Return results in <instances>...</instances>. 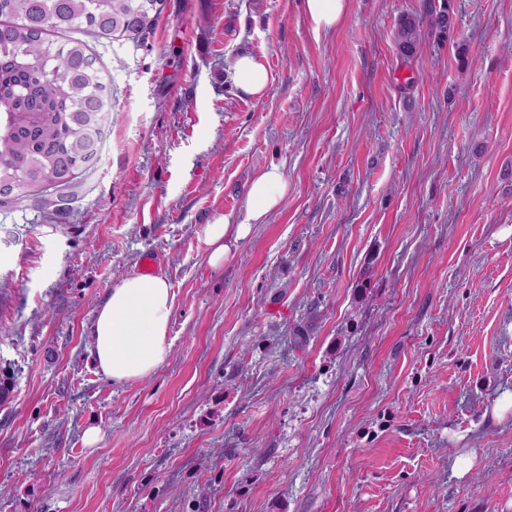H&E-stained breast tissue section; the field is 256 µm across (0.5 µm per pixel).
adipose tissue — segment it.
Returning <instances> with one entry per match:
<instances>
[{"mask_svg": "<svg viewBox=\"0 0 512 512\" xmlns=\"http://www.w3.org/2000/svg\"><path fill=\"white\" fill-rule=\"evenodd\" d=\"M288 194V181L275 165L261 169L251 180L244 218L225 215L204 225L210 247L208 262L220 267L246 240L253 225L263 223ZM175 297L162 275H127L113 283L98 307L88 334L91 355L101 373L115 383L142 379L170 358L169 332Z\"/></svg>", "mask_w": 512, "mask_h": 512, "instance_id": "adipose-tissue-1", "label": "adipose tissue"}]
</instances>
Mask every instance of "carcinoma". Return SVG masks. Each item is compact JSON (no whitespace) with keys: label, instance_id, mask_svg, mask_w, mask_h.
<instances>
[{"label":"carcinoma","instance_id":"carcinoma-1","mask_svg":"<svg viewBox=\"0 0 512 512\" xmlns=\"http://www.w3.org/2000/svg\"><path fill=\"white\" fill-rule=\"evenodd\" d=\"M164 0H0V209L47 208L75 198L90 171L88 142L107 121L98 56L50 31L82 28L103 39L145 43ZM451 33L448 9L400 18L395 43L412 57L425 33ZM54 191L53 200L46 192Z\"/></svg>","mask_w":512,"mask_h":512}]
</instances>
